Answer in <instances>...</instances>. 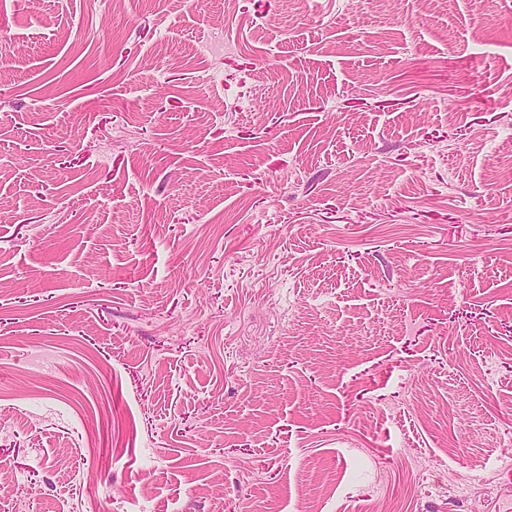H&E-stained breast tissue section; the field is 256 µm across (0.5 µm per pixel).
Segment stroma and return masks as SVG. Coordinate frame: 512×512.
<instances>
[{"label": "stroma", "mask_w": 512, "mask_h": 512, "mask_svg": "<svg viewBox=\"0 0 512 512\" xmlns=\"http://www.w3.org/2000/svg\"><path fill=\"white\" fill-rule=\"evenodd\" d=\"M1 53L27 512H512V0H0Z\"/></svg>", "instance_id": "obj_1"}]
</instances>
